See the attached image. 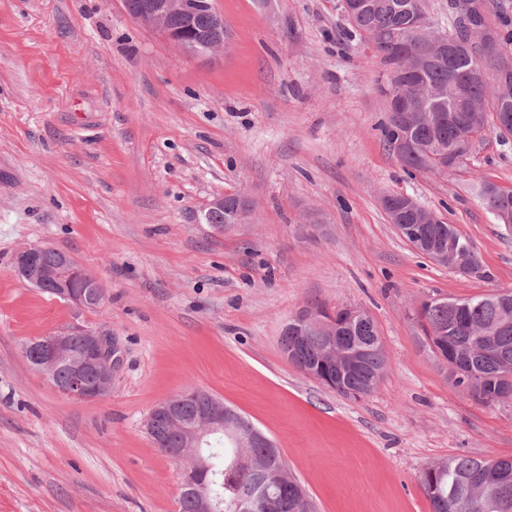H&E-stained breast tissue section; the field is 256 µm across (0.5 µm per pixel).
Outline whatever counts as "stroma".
Segmentation results:
<instances>
[{"label": "stroma", "instance_id": "stroma-1", "mask_svg": "<svg viewBox=\"0 0 512 512\" xmlns=\"http://www.w3.org/2000/svg\"><path fill=\"white\" fill-rule=\"evenodd\" d=\"M226 50L193 57L122 0H0V512H178L180 470L145 429L189 388L279 448L313 512H431L420 474L451 456L512 458V402L456 388L421 303L512 289V232L476 189H512V139L406 175L380 125L386 68L342 0H214ZM403 192L470 242L477 272L415 251L380 198ZM245 194L248 223L201 213ZM71 254L105 297L81 310L13 271ZM361 308L387 355L368 395H338L283 354L307 302ZM74 326L122 360L109 392L55 390L24 348Z\"/></svg>", "mask_w": 512, "mask_h": 512}]
</instances>
